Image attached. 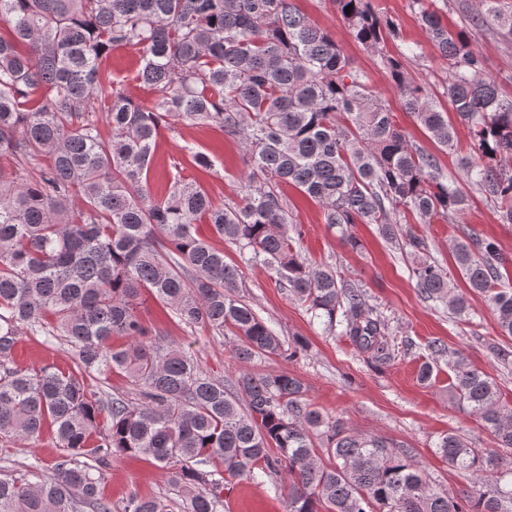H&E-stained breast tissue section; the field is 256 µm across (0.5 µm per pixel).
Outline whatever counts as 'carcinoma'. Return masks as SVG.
Masks as SVG:
<instances>
[{
    "label": "carcinoma",
    "instance_id": "cac0c4a2",
    "mask_svg": "<svg viewBox=\"0 0 512 512\" xmlns=\"http://www.w3.org/2000/svg\"><path fill=\"white\" fill-rule=\"evenodd\" d=\"M437 2L411 0L448 61V111L405 75L414 48L382 53L395 29L379 0H331L353 38L380 53L405 110L446 148L455 113L475 149L466 181L512 224V99L483 77L466 34L441 23ZM479 7L473 26L493 21L512 36V0ZM0 22L9 29L0 35V439L32 447L48 426L58 448L49 478L0 474V512H112L105 472L137 456L166 469L180 498L133 493L122 512H223L226 485L281 471L288 512H512V407L495 378L440 339L426 344L420 380L448 365L451 400L493 442L438 439L436 454L471 477L459 492L432 490L404 444L323 414L291 372L244 373L226 391L190 352L150 338L137 311L146 290L178 324L237 336L239 359L290 360L301 345L285 346L237 293L244 268L260 264L371 366L395 359L388 324L363 289L300 256L283 186L316 201L353 249L355 224H375L392 240L408 216L419 224L461 216L468 199L433 155L409 144L329 33L294 0H0ZM114 47L141 54L135 80L153 92L150 106L100 77ZM176 124L214 125L244 144L240 200L216 204L178 173L168 191L151 193L159 129ZM183 153L210 168L194 144ZM202 221L240 263L198 234ZM405 249L424 298L461 318L469 295L480 296L500 335L512 337L508 259L496 241L470 229L454 244L467 294L427 259L423 237L409 234ZM23 334L65 341L74 368L17 366ZM115 336L126 345L112 346ZM114 372L131 395L112 392Z\"/></svg>",
    "mask_w": 512,
    "mask_h": 512
}]
</instances>
